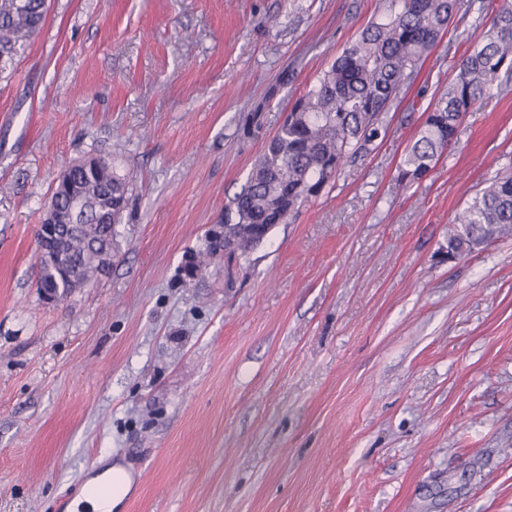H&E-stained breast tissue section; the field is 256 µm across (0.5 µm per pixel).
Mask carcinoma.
Instances as JSON below:
<instances>
[{
	"instance_id": "cac0c4a2",
	"label": "carcinoma",
	"mask_w": 512,
	"mask_h": 512,
	"mask_svg": "<svg viewBox=\"0 0 512 512\" xmlns=\"http://www.w3.org/2000/svg\"><path fill=\"white\" fill-rule=\"evenodd\" d=\"M462 13L491 27L461 60L454 81L430 108L418 138L399 168L400 181H415L432 169L457 134L465 114L493 90L512 84V4L493 0H391L387 17L368 25L358 40L318 76L291 105L274 136L254 161L245 187L224 212L236 243L209 238L206 256H240L255 248L254 224H284L320 195L348 163L372 150L388 131L387 116L418 65L443 39L451 19ZM47 16L45 0H0V77L39 33ZM96 172L76 168L73 190L58 184L48 203L67 214L74 197L83 202L80 230L64 243V263L43 262L38 287L61 296L112 265L116 224L129 208V188L112 163L97 157ZM512 237V172L482 189L448 225V252L462 258L486 242Z\"/></svg>"
}]
</instances>
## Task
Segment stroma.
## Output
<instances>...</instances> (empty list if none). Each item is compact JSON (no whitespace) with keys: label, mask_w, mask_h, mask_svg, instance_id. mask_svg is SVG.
Here are the masks:
<instances>
[{"label":"stroma","mask_w":512,"mask_h":512,"mask_svg":"<svg viewBox=\"0 0 512 512\" xmlns=\"http://www.w3.org/2000/svg\"><path fill=\"white\" fill-rule=\"evenodd\" d=\"M389 3L49 0L0 78V512H58L120 448L144 483L112 512H512V238L446 243L512 162V87L397 180L485 24H449L331 190L183 278L282 114ZM91 155L130 210L110 269L52 302L36 229Z\"/></svg>","instance_id":"35a3bbf8"}]
</instances>
